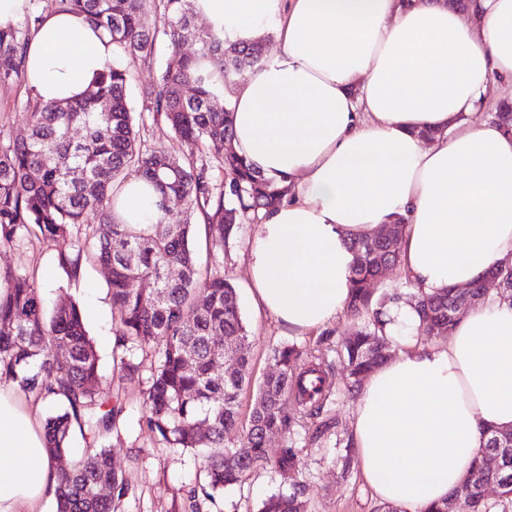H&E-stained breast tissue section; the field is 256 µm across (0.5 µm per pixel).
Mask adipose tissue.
<instances>
[{"mask_svg":"<svg viewBox=\"0 0 512 512\" xmlns=\"http://www.w3.org/2000/svg\"><path fill=\"white\" fill-rule=\"evenodd\" d=\"M238 42L279 40L227 97L232 146L288 193L248 242L257 310L304 333L347 308L354 238L406 219L401 271L432 294L512 263V132L478 120L491 78L512 81V0H196ZM112 45L81 16L50 12L27 48L41 101L83 93ZM433 130L432 139L420 138ZM154 187L132 177L112 214L149 224ZM383 332L398 350L366 379L352 433L383 502L428 512L472 470L490 429H512V304L467 309L447 341L423 343L417 303L391 292ZM0 512H40L58 473L17 389L0 383Z\"/></svg>","mask_w":512,"mask_h":512,"instance_id":"obj_1","label":"adipose tissue"}]
</instances>
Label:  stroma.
Masks as SVG:
<instances>
[{
	"mask_svg": "<svg viewBox=\"0 0 512 512\" xmlns=\"http://www.w3.org/2000/svg\"><path fill=\"white\" fill-rule=\"evenodd\" d=\"M165 45H158L153 58L130 67L127 94L134 111L139 136L145 147L180 145L165 126L154 124L142 96L145 87L158 81L168 58ZM29 91L24 85L0 86V131L20 138L28 134L25 110ZM252 223H244L238 239L224 254L223 272L236 286L251 342L252 384L239 396L241 422H248L256 396V385L271 368L274 348L294 344L321 353L332 394L319 416L304 420L289 435L276 434L267 442L270 457L291 448L301 459L294 480L284 479L267 468L254 473L241 486L224 490L217 497L221 512H257L261 499L277 492L297 493L308 503V512H388L366 483L352 444L351 421L355 396L347 392V373L338 354L340 341L350 336L355 321L341 314L325 327L295 334L274 317L258 311L249 294L248 240ZM56 242L29 238L14 248L0 247V269L26 272L47 305L63 299L76 301L85 310L87 330L99 356L102 398L119 407L116 425L104 444L111 448L115 465L129 486L118 512H193L191 491L201 481V452L183 451L159 441L144 424V399L149 369L135 378L124 377L112 358L117 316L108 291V272L97 263L85 265L73 278L59 265Z\"/></svg>",
	"mask_w": 512,
	"mask_h": 512,
	"instance_id": "35a3bbf8",
	"label": "stroma"
}]
</instances>
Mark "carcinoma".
Here are the masks:
<instances>
[{"label": "carcinoma", "mask_w": 512, "mask_h": 512, "mask_svg": "<svg viewBox=\"0 0 512 512\" xmlns=\"http://www.w3.org/2000/svg\"><path fill=\"white\" fill-rule=\"evenodd\" d=\"M55 8L82 15L112 43V61L79 99L29 103V134L17 139L0 136V246L12 247L31 236L60 245L58 263L76 278L94 260L110 269L112 304L119 316L113 358L125 376L140 374L138 354L156 358L146 404L147 429L174 448L208 447L221 452L205 456V478L193 490V507L203 498L214 501L221 490L245 483L259 468L295 473L298 459L285 448L268 457L267 436L286 433L291 412L319 414L330 396L320 365L295 345L274 349L272 371L257 389L248 426L238 430L239 395L252 378L248 331L234 283L202 271L197 258L199 225L218 227L211 240L213 259L237 237L245 221L284 198L286 188L253 171L235 154L232 112L216 107L224 89L253 70L263 58L262 44L230 43L224 36L196 27L195 0H52ZM160 14L162 26L143 25L148 9ZM0 28V86L21 79L31 25ZM171 51L159 83L144 89L153 120L164 124L183 151L142 146L127 95L129 66L154 55L158 37ZM199 44L193 55L182 52L188 38ZM224 170V185L211 177L209 158ZM152 183L158 193L157 220L152 224H121L112 217V189L128 172ZM80 176H74V173ZM183 201V217L171 219L168 203ZM111 227L101 235L97 225ZM405 218L397 217L374 237L351 240L355 265L347 312L364 319L342 344L353 387L387 359L388 339L380 334L384 297L373 287L387 263L401 265L400 242ZM8 292L0 296V383L60 405L46 419L44 434L53 459L68 452L71 427L78 426L93 446L60 472L56 512H117L129 488L112 461V449L98 441L115 425L118 411L98 399L99 357L79 305L61 301L46 312L33 280L21 270H0ZM148 279L153 288L141 282ZM453 288L418 299L422 334L446 336L464 309ZM64 343L60 359L54 348ZM234 354L231 374L220 377L215 363ZM196 355L194 366L184 357ZM208 426L206 435L199 428ZM240 431L237 441L224 438ZM481 460L457 488L468 512H512V481L499 499L479 497ZM106 485L110 494L102 496ZM258 512H307L295 493H274Z\"/></svg>", "instance_id": "obj_1"}]
</instances>
